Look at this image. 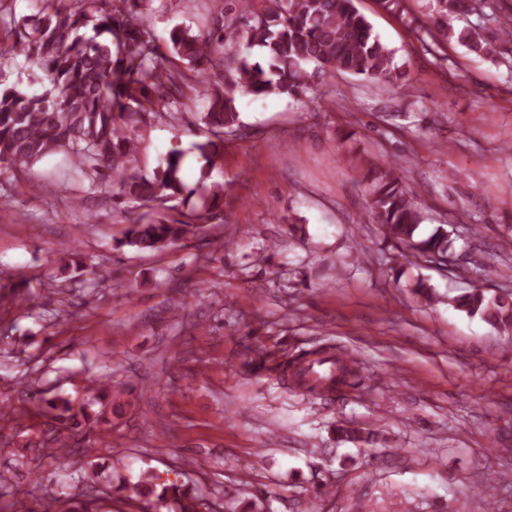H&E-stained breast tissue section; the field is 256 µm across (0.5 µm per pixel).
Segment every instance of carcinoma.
<instances>
[{"label": "carcinoma", "mask_w": 512, "mask_h": 512, "mask_svg": "<svg viewBox=\"0 0 512 512\" xmlns=\"http://www.w3.org/2000/svg\"><path fill=\"white\" fill-rule=\"evenodd\" d=\"M153 0H63L52 11L11 21L10 42L0 55H22L36 63L49 84L41 95H29L0 83V172L18 171L47 156L61 154L93 188L108 185L115 204L127 211L121 245L138 251H159L186 239L202 221L224 223V186L210 189L208 214L192 211L184 219H170L158 210L166 199L194 193L181 173V154L171 153L165 166L147 175L136 165L139 145L155 120L176 118L172 107L202 85L206 111L200 113L205 139L194 149L209 166L221 155L224 136L239 127L237 97L288 96L303 98L328 75L348 73L367 79L396 81L412 89L407 73L395 62V52L373 35L372 24L355 0H263L259 11L232 16L224 0H201L204 30L193 33L174 27L167 46L156 38L149 21ZM504 0H437L436 17L425 24L410 16L407 24L425 51L439 54L442 39L458 37L473 48L482 46V32L455 31L454 16L478 14L495 23L500 43L512 45V6ZM261 49L253 60L236 52L242 42ZM369 211L386 240L404 258L431 263L450 256L453 243L447 225L424 235L422 217L401 175L402 162L383 161L368 167ZM455 307L485 322L512 326V296L487 297L473 288L453 299ZM336 359V376L323 392L357 385L359 374L339 356L319 353L317 362ZM88 389L111 408L95 424L112 429L120 416L122 391H114L112 377L94 376ZM34 416L49 426L42 448L55 453L93 449L74 448L92 441L83 434L90 424L87 406L72 399L38 392ZM115 491L125 498L167 512H199L200 498L185 484L165 483L154 471L138 480L120 479Z\"/></svg>", "instance_id": "carcinoma-1"}]
</instances>
